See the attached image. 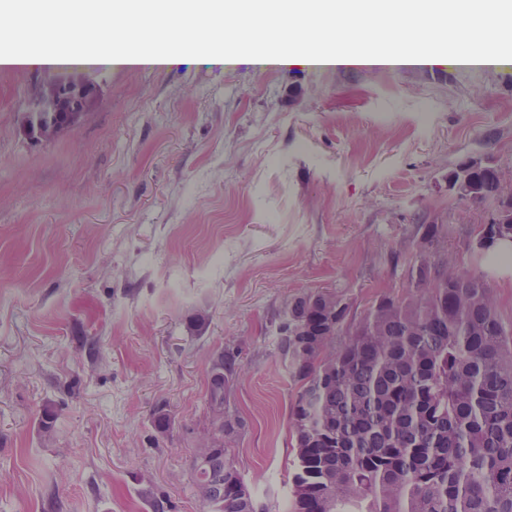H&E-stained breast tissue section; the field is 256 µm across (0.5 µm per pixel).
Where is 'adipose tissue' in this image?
Instances as JSON below:
<instances>
[{"label": "adipose tissue", "instance_id": "obj_1", "mask_svg": "<svg viewBox=\"0 0 512 512\" xmlns=\"http://www.w3.org/2000/svg\"><path fill=\"white\" fill-rule=\"evenodd\" d=\"M64 20L59 47L34 45L0 50V65H67L76 69L161 66L190 54L203 64L242 61L262 68L271 64L306 68L340 66L512 68V0H52ZM120 12L130 28L154 24L148 41L127 40L119 49L97 51L105 38V20ZM254 22L281 19L273 43L248 48L238 39L224 48L220 34L226 12ZM413 24L410 46L392 53L369 40L377 24L392 26L399 17ZM350 29V45L340 51L322 45L338 19Z\"/></svg>", "mask_w": 512, "mask_h": 512}]
</instances>
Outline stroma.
<instances>
[{"instance_id":"35a3bbf8","label":"stroma","mask_w":512,"mask_h":512,"mask_svg":"<svg viewBox=\"0 0 512 512\" xmlns=\"http://www.w3.org/2000/svg\"><path fill=\"white\" fill-rule=\"evenodd\" d=\"M59 81L90 86L84 115L31 142L20 120ZM476 165L512 182V71L0 67V512H199L221 350L235 465L286 512L291 301L333 292L359 321L406 296L417 227L439 224L512 324V262L473 251L496 201L451 186Z\"/></svg>"}]
</instances>
